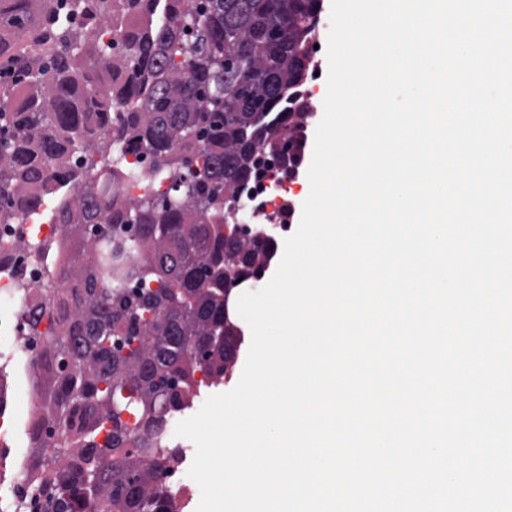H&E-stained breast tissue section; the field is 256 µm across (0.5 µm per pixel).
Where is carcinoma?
Returning <instances> with one entry per match:
<instances>
[{
    "label": "carcinoma",
    "mask_w": 512,
    "mask_h": 512,
    "mask_svg": "<svg viewBox=\"0 0 512 512\" xmlns=\"http://www.w3.org/2000/svg\"><path fill=\"white\" fill-rule=\"evenodd\" d=\"M322 0H0V224H20L63 191L57 213L80 241L94 227L98 272L71 262L83 290L47 352L42 407L66 455L35 454L30 480L53 512H177L161 482L177 452L146 448L200 388L196 373L224 376L240 330L224 315V269L246 275L276 248L224 237L225 202L250 184L261 157L295 165L310 113L304 99ZM123 50L103 45L114 20ZM128 139L169 181L161 195L126 205L112 170L82 166V148L113 158ZM143 226L134 267L116 242ZM144 287L128 293L123 281ZM156 287H150V284ZM45 285L18 313L69 304ZM121 327L137 346L115 344ZM134 412L141 428L121 419Z\"/></svg>",
    "instance_id": "cac0c4a2"
}]
</instances>
